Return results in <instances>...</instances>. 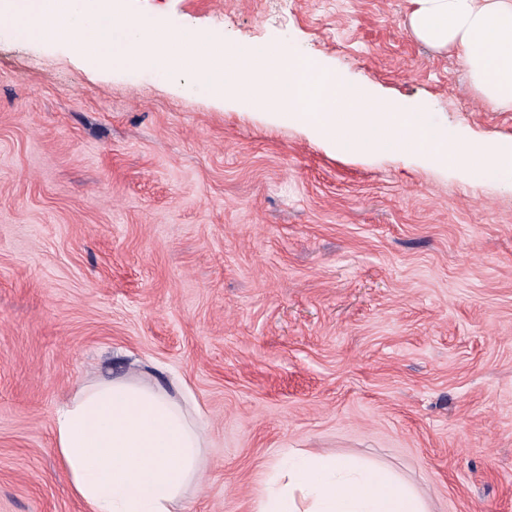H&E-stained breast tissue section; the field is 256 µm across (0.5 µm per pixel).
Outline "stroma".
Returning a JSON list of instances; mask_svg holds the SVG:
<instances>
[{"label": "stroma", "mask_w": 512, "mask_h": 512, "mask_svg": "<svg viewBox=\"0 0 512 512\" xmlns=\"http://www.w3.org/2000/svg\"><path fill=\"white\" fill-rule=\"evenodd\" d=\"M412 0H127L273 42L380 101L512 137ZM287 22H280V12ZM0 21V512H83L55 452L84 384L163 368L249 512L288 448L385 465L433 512H512V178L322 146L233 98Z\"/></svg>", "instance_id": "stroma-1"}]
</instances>
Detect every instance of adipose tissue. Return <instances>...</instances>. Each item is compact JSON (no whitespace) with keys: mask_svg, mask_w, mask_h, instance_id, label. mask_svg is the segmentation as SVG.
I'll return each instance as SVG.
<instances>
[{"mask_svg":"<svg viewBox=\"0 0 512 512\" xmlns=\"http://www.w3.org/2000/svg\"><path fill=\"white\" fill-rule=\"evenodd\" d=\"M413 33L456 48L482 100L512 107V0H414ZM203 412L177 378L115 377L80 387L53 415L55 449L87 512H178L204 490ZM250 512H430L387 468L350 456L284 451Z\"/></svg>","mask_w":512,"mask_h":512,"instance_id":"1","label":"adipose tissue"}]
</instances>
